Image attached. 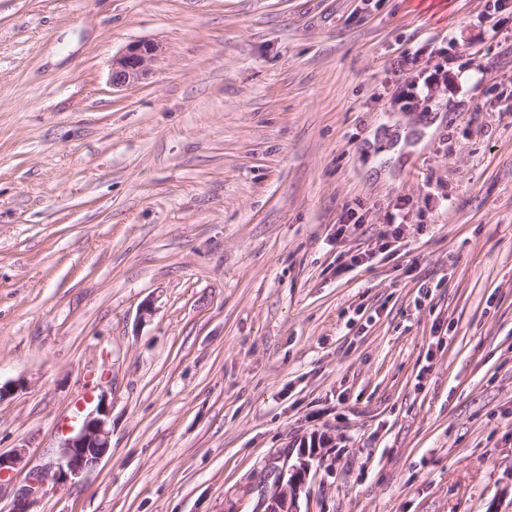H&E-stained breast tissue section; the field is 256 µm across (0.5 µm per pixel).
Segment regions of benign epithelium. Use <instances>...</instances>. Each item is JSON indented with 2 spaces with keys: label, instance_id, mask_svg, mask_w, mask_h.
Here are the masks:
<instances>
[{
  "label": "benign epithelium",
  "instance_id": "obj_1",
  "mask_svg": "<svg viewBox=\"0 0 512 512\" xmlns=\"http://www.w3.org/2000/svg\"><path fill=\"white\" fill-rule=\"evenodd\" d=\"M159 46L151 42H132L112 59V86H132L148 75L149 62ZM111 406L106 392L97 396L92 408L82 405L76 423L65 428V437L55 461L44 469L29 472L10 512H31V508L51 490L65 486L72 479L96 467L110 449L109 420ZM305 471L297 468L279 471L275 491L264 499L262 512H301L300 499L305 490Z\"/></svg>",
  "mask_w": 512,
  "mask_h": 512
}]
</instances>
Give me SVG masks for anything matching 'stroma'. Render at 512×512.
Instances as JSON below:
<instances>
[{
    "mask_svg": "<svg viewBox=\"0 0 512 512\" xmlns=\"http://www.w3.org/2000/svg\"><path fill=\"white\" fill-rule=\"evenodd\" d=\"M98 374L37 512H512V0H0V512ZM159 46L151 42H132L112 59L111 81L113 87L132 86L148 75L149 62L156 56ZM111 409L104 390L92 408L79 407L75 425H68L64 430L65 437L55 461L44 469L29 472L9 512H35L30 509L51 490L64 487L100 463L110 449ZM305 472H298L296 467L281 469L276 480L275 491L264 499L263 512H301L300 499L305 490V475L309 474V464H304ZM290 471V472H289ZM288 473H293L291 479H287Z\"/></svg>",
    "mask_w": 512,
    "mask_h": 512,
    "instance_id": "35a3bbf8",
    "label": "stroma"
}]
</instances>
